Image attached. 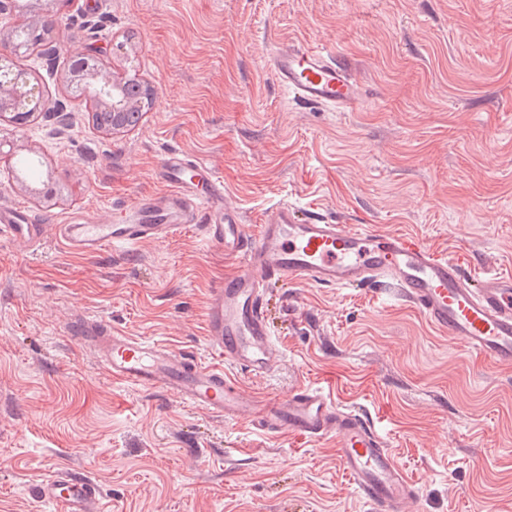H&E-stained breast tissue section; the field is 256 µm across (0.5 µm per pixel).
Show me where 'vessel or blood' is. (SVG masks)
Here are the masks:
<instances>
[{
  "label": "vessel or blood",
  "mask_w": 512,
  "mask_h": 512,
  "mask_svg": "<svg viewBox=\"0 0 512 512\" xmlns=\"http://www.w3.org/2000/svg\"><path fill=\"white\" fill-rule=\"evenodd\" d=\"M267 68L278 84L311 105L347 111L363 97L354 70L323 47L281 44ZM158 178L165 193L113 210L108 223L81 218L61 225L60 236L72 250L96 254L162 241L186 224L202 225L207 243L238 262L212 290L206 308L207 342L224 363L207 364L87 322L82 339L95 360L116 381L174 391L191 407L225 421L246 419L268 435L333 441L339 466L375 512H404L417 488L359 411L310 386L285 398L250 396L224 367L264 374L280 362L262 301L266 283L282 278L337 288L387 282L442 335L485 361L512 366V275L484 274L475 286L462 272L464 253L443 255L413 234L305 221L286 203L274 206L251 237L227 201L223 178L205 162L170 152ZM42 230L25 208L0 205V239L15 248L38 244ZM38 494L56 512H101L97 487L77 473L46 479Z\"/></svg>",
  "instance_id": "1"
}]
</instances>
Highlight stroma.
<instances>
[{"label": "stroma", "instance_id": "stroma-1", "mask_svg": "<svg viewBox=\"0 0 512 512\" xmlns=\"http://www.w3.org/2000/svg\"><path fill=\"white\" fill-rule=\"evenodd\" d=\"M55 22L40 55L0 50L69 114L5 137L0 204L45 226L42 246L0 241V512H53L47 476L82 474L103 512H372L331 443L267 436L162 390L114 381L76 323L208 363V295L235 266L200 225L96 256L59 227L164 192L179 151L224 177L255 234L278 203L330 223L417 234L465 250L468 273L512 274V0H30ZM319 45L357 72L349 112L304 104L266 68L283 42ZM156 90L135 128L109 135L70 94L73 55ZM54 188L33 201L29 187ZM265 310L283 351L236 371L254 396L313 385L364 412L418 494L407 512H512V367L439 334L396 291L277 281Z\"/></svg>", "mask_w": 512, "mask_h": 512}]
</instances>
